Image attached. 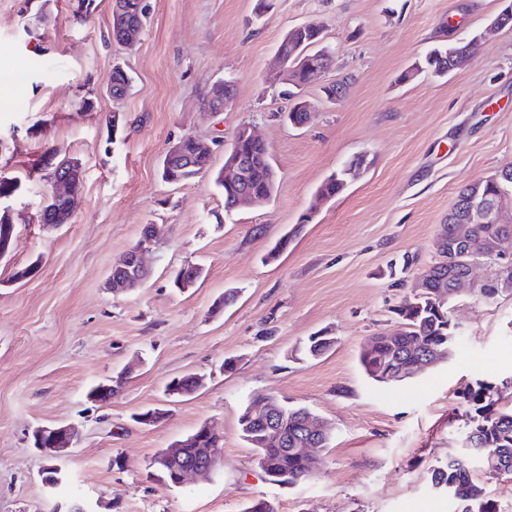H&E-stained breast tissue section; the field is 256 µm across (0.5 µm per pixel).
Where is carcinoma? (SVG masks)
Returning <instances> with one entry per match:
<instances>
[{
    "label": "carcinoma",
    "mask_w": 512,
    "mask_h": 512,
    "mask_svg": "<svg viewBox=\"0 0 512 512\" xmlns=\"http://www.w3.org/2000/svg\"><path fill=\"white\" fill-rule=\"evenodd\" d=\"M288 46L299 48V52L309 60V63L318 65L323 56L329 54V46L323 44V35L310 27H293L284 36ZM469 42L459 39L446 47L434 48L425 57L424 61L415 65L414 70L403 75L409 80L421 73H430L435 76L448 74L466 56ZM309 70L301 68L289 77L291 88L286 90L288 97L293 99L297 95L295 89L308 84ZM242 154L254 159L252 170L241 185L224 184L223 171H218L215 184L224 197V210L232 212L237 210L238 198L245 190L261 194L266 188V150L259 144L241 145ZM363 163L359 157L348 166L330 175L322 182L317 190L319 197L331 199L342 193L347 185L348 178ZM476 197L489 201L501 202L505 198L512 199V180L496 173L468 184L457 193L455 203L448 214V223L441 225L440 232L448 231L450 224L472 225L471 242L473 258L483 262L491 269H496L495 257L482 252L481 244L489 238H499L506 232L512 233V224H491L489 219L480 211H471L463 201ZM463 267L457 265L448 268L442 258L426 270L429 275V287L411 296L404 297L393 308V313L399 320L397 335L390 341H384L379 335L371 336L360 351V363L366 374L375 382L391 384L387 375V367L394 359L401 360L407 366L406 375H412V368L418 357V352L412 350L416 344L420 350L427 351L431 356L445 361L453 350L459 345L461 334L448 317V302L444 300V292L448 288V274L458 276ZM201 276V269L194 264L182 267L174 278L173 284L177 288L193 287ZM335 344L334 337L319 333L308 338L304 351L312 356L319 357L328 352ZM197 388L194 376L184 375L173 378L166 389L182 393H191ZM498 391L495 383L485 379H477L459 392V398L468 408L467 416L470 418L472 438L481 443L479 448H469L465 452L448 459L444 465L433 469L431 484L461 505L460 512H495L493 504L484 498L482 488L474 484L470 476L471 456L477 454L481 457L486 470L490 473L503 466L512 467V406L505 407L499 400H490V396ZM282 411L287 414L284 429L288 439L297 437L302 433L301 422L304 415L310 410L304 407H288L281 405ZM241 436L243 440L256 449L258 456L266 459L267 463L280 475L276 482L288 485L311 480L315 474L314 463L307 456L298 457L282 448L263 447L261 432L263 422L260 419H250L247 413L239 418ZM215 448L222 452L224 443L222 437L215 433H198L187 444V447L178 449L179 456L174 460L173 467L177 468L183 462L194 457V447Z\"/></svg>",
    "instance_id": "1"
}]
</instances>
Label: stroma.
<instances>
[{
	"mask_svg": "<svg viewBox=\"0 0 512 512\" xmlns=\"http://www.w3.org/2000/svg\"><path fill=\"white\" fill-rule=\"evenodd\" d=\"M146 4L129 50L108 38L112 0H94L83 24L79 0H0V177L21 183L8 201L15 238L0 258V512H68L77 500L94 512H244L261 498L275 512H458L430 476L461 450L458 392L512 377V293L451 301L460 347L407 382L372 381L359 354L369 336L397 328L392 308L434 262L458 191L512 166V29L491 26L505 0H271L261 15L255 0ZM309 22L334 56L303 88L314 117L295 128L279 119L286 103L269 76L282 38ZM461 38L475 42L473 60L404 80L432 48ZM118 61L132 88L115 100L105 90ZM224 80L236 97L210 113L208 94ZM339 81L342 97L328 100L324 85ZM16 82L22 91L9 94ZM245 122L278 173L267 203L225 211L206 173L161 181L171 142L215 140L217 170ZM51 154L84 169L79 206L57 229L38 221ZM358 157L344 192L317 202L319 185ZM147 224L158 228L148 280L111 293L114 262ZM284 236L287 250L271 257ZM406 253L415 263L392 287L388 267ZM188 263L204 277L182 292L172 276ZM27 266L32 274L15 279ZM228 289L236 301L217 309ZM319 331L335 344L308 358ZM125 367L109 403L88 400ZM185 374L203 385L167 396ZM258 395L324 419L329 441L311 481L280 485L260 469L239 425ZM150 407L166 411L158 424L134 422ZM206 421L224 438L215 472L167 486L152 458ZM56 424L74 425L79 442L53 487L31 435ZM471 464L496 512H512V473L490 474L477 456Z\"/></svg>",
	"mask_w": 512,
	"mask_h": 512,
	"instance_id": "1",
	"label": "stroma"
}]
</instances>
